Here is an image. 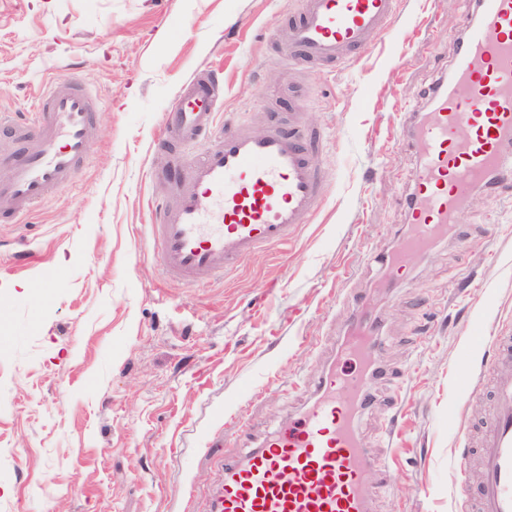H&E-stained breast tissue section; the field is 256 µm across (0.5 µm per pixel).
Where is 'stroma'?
<instances>
[{
	"instance_id": "stroma-1",
	"label": "stroma",
	"mask_w": 512,
	"mask_h": 512,
	"mask_svg": "<svg viewBox=\"0 0 512 512\" xmlns=\"http://www.w3.org/2000/svg\"><path fill=\"white\" fill-rule=\"evenodd\" d=\"M299 0H0V110L73 72L99 99L88 164L27 223H0V512H207L222 460L299 412L357 316L376 325L377 402L359 413L372 512H474L457 483L485 376L512 332V199L476 189L459 231L409 257L417 157L396 143L450 65L473 0H400L394 39L334 70L289 68L273 35ZM224 75L222 114L299 112L323 142L319 211L285 248L205 285L162 279L144 226L170 182L152 177L178 87ZM28 253L19 263L17 252ZM51 287H42L45 275ZM223 431L224 445L209 438Z\"/></svg>"
}]
</instances>
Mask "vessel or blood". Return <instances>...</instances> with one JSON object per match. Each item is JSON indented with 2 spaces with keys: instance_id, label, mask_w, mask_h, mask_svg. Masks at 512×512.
<instances>
[{
  "instance_id": "b4317fda",
  "label": "vessel or blood",
  "mask_w": 512,
  "mask_h": 512,
  "mask_svg": "<svg viewBox=\"0 0 512 512\" xmlns=\"http://www.w3.org/2000/svg\"><path fill=\"white\" fill-rule=\"evenodd\" d=\"M398 0H300L278 39L281 57L312 68L357 61L372 37H390ZM463 41L430 92L427 111L409 114L397 139L419 167L409 194V233L386 264L398 279L409 256L426 253L470 203L473 191L512 166V0H476L459 21ZM224 86L203 70L175 93L160 143L178 171L146 233L162 276L206 284L238 270L243 258L287 246L319 209L323 174L319 133L300 114L290 127L258 132L228 118L217 123ZM95 95L62 76L37 96L31 115L0 113L28 148L0 174V216L25 223L72 180L90 155ZM203 144L195 156L188 150ZM377 344L345 339L343 366L319 375L308 404L244 452L225 459L210 512H372L369 471L383 461L365 447L356 409L367 393ZM495 410L479 448L481 512H512V336L493 339Z\"/></svg>"
}]
</instances>
